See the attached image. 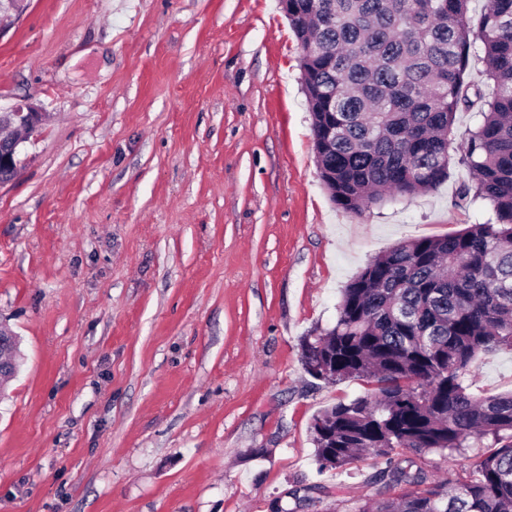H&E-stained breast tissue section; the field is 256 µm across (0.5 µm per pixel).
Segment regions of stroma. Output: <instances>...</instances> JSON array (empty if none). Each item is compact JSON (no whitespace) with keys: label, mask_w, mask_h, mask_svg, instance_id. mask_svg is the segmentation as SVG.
Wrapping results in <instances>:
<instances>
[{"label":"stroma","mask_w":512,"mask_h":512,"mask_svg":"<svg viewBox=\"0 0 512 512\" xmlns=\"http://www.w3.org/2000/svg\"><path fill=\"white\" fill-rule=\"evenodd\" d=\"M48 114L0 183V512H350L380 461L317 474L314 416L366 382L304 369L341 290L397 243L492 216L437 190L351 214L316 164L278 0H28L0 105ZM472 390L512 391V355Z\"/></svg>","instance_id":"1"}]
</instances>
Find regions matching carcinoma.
Masks as SVG:
<instances>
[{
  "label": "carcinoma",
  "mask_w": 512,
  "mask_h": 512,
  "mask_svg": "<svg viewBox=\"0 0 512 512\" xmlns=\"http://www.w3.org/2000/svg\"><path fill=\"white\" fill-rule=\"evenodd\" d=\"M289 0L322 180L359 214L389 195L436 189L456 162L473 175L461 200L495 220L454 235L401 242L343 288L334 325L301 339L312 377L374 388L321 411L311 425L316 472L345 471L368 452L383 487L352 512H512V392L470 391L481 352L512 354V0ZM480 44L493 90L464 81ZM480 103L460 157L459 109ZM490 436L496 448L470 457ZM409 450L411 457L401 451ZM468 460L469 479H431L429 454Z\"/></svg>",
  "instance_id": "carcinoma-1"
}]
</instances>
